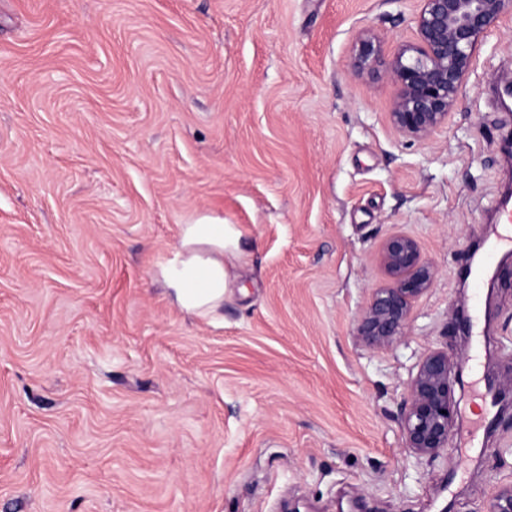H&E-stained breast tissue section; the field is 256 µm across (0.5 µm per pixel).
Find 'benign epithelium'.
Masks as SVG:
<instances>
[{
    "mask_svg": "<svg viewBox=\"0 0 512 512\" xmlns=\"http://www.w3.org/2000/svg\"><path fill=\"white\" fill-rule=\"evenodd\" d=\"M420 2L416 41L393 53L387 71L395 88L389 113L393 129L402 136L424 140L448 124L484 35L504 14L512 13V0ZM382 60V42L371 30H363L350 62L353 75L375 80ZM380 256L389 283L373 290L356 328L357 340L370 349L389 347L403 336L412 301L431 288L436 276L417 241L408 235L387 237ZM458 378V363L446 350H431L420 361L400 415L409 454L435 458L448 447L456 426ZM488 512H512V484L492 493Z\"/></svg>",
    "mask_w": 512,
    "mask_h": 512,
    "instance_id": "7a95c632",
    "label": "benign epithelium"
}]
</instances>
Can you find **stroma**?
I'll return each instance as SVG.
<instances>
[{"mask_svg":"<svg viewBox=\"0 0 512 512\" xmlns=\"http://www.w3.org/2000/svg\"><path fill=\"white\" fill-rule=\"evenodd\" d=\"M419 0H0V512H485L512 483V254L462 279L512 195V18L483 39L447 126L389 122L385 55ZM242 233L223 318L153 278L180 225ZM437 274L404 335L357 320L385 238ZM453 351L457 426L403 447L422 358ZM382 60V42L370 29L363 30L350 62L353 75L365 81H374L377 77L378 65Z\"/></svg>","mask_w":512,"mask_h":512,"instance_id":"obj_1","label":"stroma"}]
</instances>
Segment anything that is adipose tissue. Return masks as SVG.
<instances>
[{"instance_id":"1","label":"adipose tissue","mask_w":512,"mask_h":512,"mask_svg":"<svg viewBox=\"0 0 512 512\" xmlns=\"http://www.w3.org/2000/svg\"><path fill=\"white\" fill-rule=\"evenodd\" d=\"M240 240V231L218 217L180 225L176 246L157 263L154 277L184 313L214 319L224 307L229 285L225 259L236 256Z\"/></svg>"}]
</instances>
